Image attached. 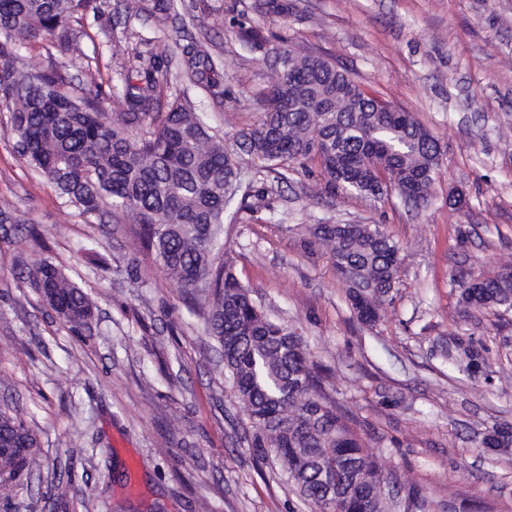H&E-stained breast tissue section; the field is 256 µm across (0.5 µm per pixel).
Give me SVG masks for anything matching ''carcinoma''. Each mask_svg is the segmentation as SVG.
Segmentation results:
<instances>
[{
	"mask_svg": "<svg viewBox=\"0 0 512 512\" xmlns=\"http://www.w3.org/2000/svg\"><path fill=\"white\" fill-rule=\"evenodd\" d=\"M91 0H0V112L8 114L20 156L90 223L102 206L139 227L143 245L162 271L190 297L208 290L203 314L222 350L224 374L246 414L249 447L285 470L316 512H392L381 496L383 474L365 448L356 421L326 390L319 367L296 330L270 318L237 277L224 253V222L243 189L241 172L254 159L318 163L325 187L377 197L434 198L439 139L402 109L388 112L345 71L320 56H297L286 44L268 91L269 110L247 138L245 155L224 151L220 130L207 124L187 93L164 95L168 73L152 66L125 77L118 111L91 89L69 90L66 66L32 71L19 51L38 39L61 54L78 50L72 19ZM175 0H153L150 13L166 25ZM180 68L218 98L223 80L211 55L181 48ZM307 231L331 257L358 320L374 327L400 278L401 247L377 224H311ZM26 283L51 288L59 302L94 312L91 297L46 259L27 268ZM472 308L512 311V265L492 276L455 279ZM469 347L458 371L479 367ZM20 443V458L0 457V498L10 500L22 477L41 470L39 444L25 420L0 411V442Z\"/></svg>",
	"mask_w": 512,
	"mask_h": 512,
	"instance_id": "1",
	"label": "carcinoma"
}]
</instances>
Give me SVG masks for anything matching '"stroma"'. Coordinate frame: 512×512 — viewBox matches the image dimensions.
Instances as JSON below:
<instances>
[{"label": "stroma", "mask_w": 512, "mask_h": 512, "mask_svg": "<svg viewBox=\"0 0 512 512\" xmlns=\"http://www.w3.org/2000/svg\"><path fill=\"white\" fill-rule=\"evenodd\" d=\"M177 0L157 28L133 0H94L72 22L73 86L114 100L130 67L175 69V43L224 68V94L191 97L238 154L267 110L272 47L323 55L441 141L424 211L395 198L326 189L317 165L284 180L245 170L248 206L224 227L240 280L270 316L302 332L327 389L359 422L397 512H512V449L482 439L512 426V313L458 301L454 278L512 265V0ZM467 206L448 205L450 188ZM0 409L40 442L43 475L0 512H314L248 445L224 362L184 292L161 273L125 219L90 224L18 156L0 120ZM380 224L404 256L375 327L361 324L307 225ZM60 265L96 302L72 332L24 287L36 256ZM481 348L475 376L444 356Z\"/></svg>", "instance_id": "obj_1"}]
</instances>
